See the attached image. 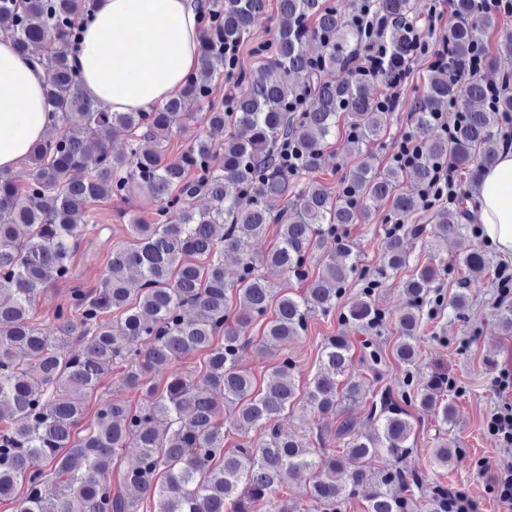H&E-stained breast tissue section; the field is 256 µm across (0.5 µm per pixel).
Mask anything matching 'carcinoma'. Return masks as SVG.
Wrapping results in <instances>:
<instances>
[{
    "label": "carcinoma",
    "instance_id": "obj_1",
    "mask_svg": "<svg viewBox=\"0 0 512 512\" xmlns=\"http://www.w3.org/2000/svg\"><path fill=\"white\" fill-rule=\"evenodd\" d=\"M265 8L266 0H209L199 18L201 67L179 95L150 112H106L80 92L69 60L89 0H0V34L45 70L57 114L31 147L26 185L0 173V499L16 501L17 512H254L301 474L308 476L315 512H336L367 483L365 512H415L425 479L405 465L415 435L403 407L410 397L440 420L433 463L446 468L454 457L448 442L454 406L443 382L432 379L416 390L412 375L423 320L446 307L458 315L466 305L462 291L448 302L433 293L447 259L428 255L403 282L406 306L395 320L393 356L405 374L372 399L373 431L349 417L340 421L334 438L344 445L341 453L320 448L327 442L321 431L313 440L308 428L283 433L278 419L295 408L304 415L342 413L365 398L364 375H379L382 348L368 340L356 360L349 337H328L319 374L303 390L284 350L307 332L312 317L336 312L357 266L348 227L362 223L378 200H390L396 223L384 230L379 266L363 278L344 317L356 328L369 332L383 323L371 292L409 264L406 238L451 235L464 272L486 271L463 202L454 199L450 208L443 205L445 189L425 199L405 185H429L446 160L470 179L497 161L494 129L512 115V74L502 75L491 109L487 81L469 69L475 51L491 52L494 19L480 16L476 0H452L448 59L430 68L410 108L424 127L435 126L439 112H465L448 136L422 143L411 166L377 169L367 154L336 188L319 181L300 188L295 179L321 167L338 114L345 113L348 140L359 150L385 135L398 101L372 96L370 86L407 70L426 40L413 23L412 0H354L345 18L331 0H278L277 36L256 48L261 61L246 70L233 50L248 42ZM377 41L382 61L372 69L360 53ZM221 73L228 92L215 105ZM243 84L247 92L236 93ZM204 102L212 105L210 127L232 131L219 147L192 134L179 159L165 162V143L175 131H190L193 108ZM117 136L127 140L128 152L112 153L109 142ZM91 141L98 159L89 168ZM135 191L156 203L154 220L130 216L128 238L111 249L100 288L73 290L54 312L56 331L39 328L37 298L71 278L90 207ZM200 194L210 202L202 211L192 203ZM272 227L274 245L254 255L251 242ZM329 242L332 254L309 276L311 252ZM226 254L239 267L233 283L224 278ZM281 276L305 282V291L288 292ZM112 311L116 321L104 319ZM256 321L265 322L257 339L250 336ZM75 342L83 348L73 350ZM249 347L277 356L259 389L239 366ZM196 350L206 351V362L193 377L176 363ZM115 362L123 363L122 383L139 392L141 406L107 401L95 423L75 435L86 399ZM166 368L163 385L149 378ZM226 414L238 436L231 450L224 449ZM128 444L138 449L137 463L114 485L112 467ZM375 457L386 466L371 473L366 464ZM49 481L58 485L52 499L45 495ZM430 508L448 512L447 487L432 488Z\"/></svg>",
    "mask_w": 512,
    "mask_h": 512
}]
</instances>
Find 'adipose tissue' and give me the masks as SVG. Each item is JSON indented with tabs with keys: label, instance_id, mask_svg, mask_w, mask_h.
<instances>
[{
	"label": "adipose tissue",
	"instance_id": "1",
	"mask_svg": "<svg viewBox=\"0 0 512 512\" xmlns=\"http://www.w3.org/2000/svg\"><path fill=\"white\" fill-rule=\"evenodd\" d=\"M198 17L195 0H94L70 57L81 93L114 112L163 105L199 65ZM47 88L44 71L0 36V173L14 172L53 124ZM475 221L512 255V150L484 170Z\"/></svg>",
	"mask_w": 512,
	"mask_h": 512
}]
</instances>
